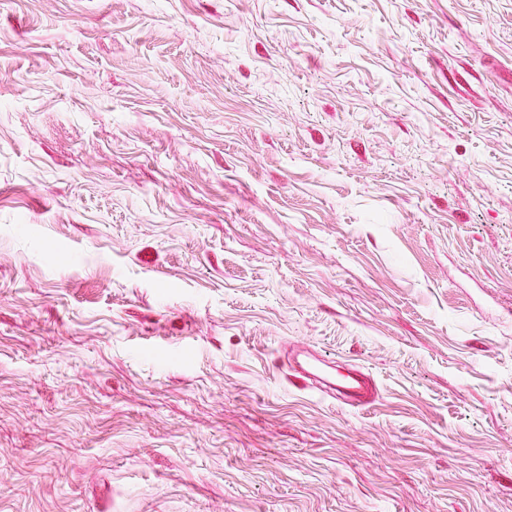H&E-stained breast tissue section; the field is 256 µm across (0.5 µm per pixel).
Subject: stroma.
I'll use <instances>...</instances> for the list:
<instances>
[{"instance_id":"1","label":"stroma","mask_w":512,"mask_h":512,"mask_svg":"<svg viewBox=\"0 0 512 512\" xmlns=\"http://www.w3.org/2000/svg\"><path fill=\"white\" fill-rule=\"evenodd\" d=\"M0 512H512V0H0ZM342 399L354 407L363 408L367 406L374 394L370 382L362 374L352 377L344 386Z\"/></svg>"}]
</instances>
